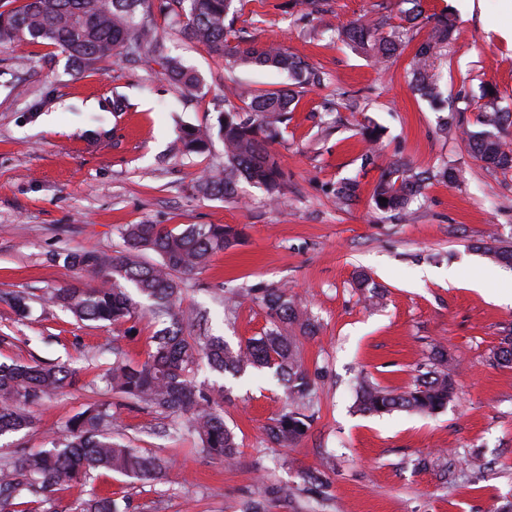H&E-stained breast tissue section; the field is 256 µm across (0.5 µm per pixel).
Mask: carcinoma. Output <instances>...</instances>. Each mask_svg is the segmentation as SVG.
<instances>
[{
    "label": "carcinoma",
    "mask_w": 512,
    "mask_h": 512,
    "mask_svg": "<svg viewBox=\"0 0 512 512\" xmlns=\"http://www.w3.org/2000/svg\"><path fill=\"white\" fill-rule=\"evenodd\" d=\"M236 0H159L158 10L169 20L175 35L195 42L208 53L224 59V69L257 65L288 75L292 86L270 91L238 93L224 97L226 108L217 119V136L224 143V168L196 179V194L210 199H241V183L264 189L268 199L279 200L286 174L271 146L278 142L288 112L299 90L321 83L323 77L285 47L255 46L235 40L231 13ZM146 0H25L16 9L0 12V46L32 43L50 45L67 54L79 66L95 68L122 52L137 58L161 61L170 81L190 94L205 88L200 75L166 52V39L147 26L139 14ZM402 31L424 22L433 23L431 34L416 48L409 84L421 98L447 104L444 125L457 123L458 116L472 110V100L460 98L463 106L448 103L435 72L438 59L448 55L456 22L450 15H424L422 0H399ZM383 15L363 23L350 22L336 28V39L360 53L385 62L402 54L401 31H385ZM235 97L241 105L229 102ZM476 115L480 131L463 128L473 154L486 167L512 171V149L504 132L512 126V111L494 104L495 95ZM180 152L203 154L212 144L211 129L184 127L178 135ZM432 178L428 170L396 160L381 170L372 201L377 210L411 213ZM358 182L346 179L336 184V204L348 206L357 198ZM387 199V204L379 198ZM125 246L111 254L87 248L65 256L64 264L77 273H88L98 285L80 288L67 285L50 295L53 305L72 313L80 321L120 326L142 314L165 323L150 336L146 359L129 360L114 350L112 366L105 374L110 391L141 403L158 413L183 417L188 431L209 454L224 461L237 459L240 444L224 422V386L201 383L195 378L199 361L207 362L219 376L238 378L248 369H264L282 383L288 408L264 426L266 441L275 447L298 444L309 428L313 382L303 367L300 339L313 336L316 324L281 288H266L253 300L267 310L270 327L235 348L218 336H192L186 326L192 319L180 310L183 277L204 268L212 258L237 242L238 231L224 224H188L176 230L162 224H127L121 229ZM480 250L494 263L512 267V245L485 244ZM356 287L365 299L379 298L378 285L361 272ZM20 317L30 313L25 295L12 293L0 298ZM498 364L512 366V332L503 336L495 353ZM448 353L433 352L429 369L416 383L401 392L362 380L356 391L359 410L375 415L405 411L433 414L456 398L448 372ZM77 371L65 364H0V435L35 425L31 407L76 382ZM111 404L95 402L75 414L63 431L50 436V447L36 452L18 451L0 465V512H16L17 500L27 496L47 498L60 487L105 469L128 478L162 480L169 466L158 456L125 445L112 436ZM74 512H120L119 501L93 495L79 501Z\"/></svg>",
    "instance_id": "obj_1"
}]
</instances>
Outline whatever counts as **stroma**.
Wrapping results in <instances>:
<instances>
[{"label": "stroma", "mask_w": 512, "mask_h": 512, "mask_svg": "<svg viewBox=\"0 0 512 512\" xmlns=\"http://www.w3.org/2000/svg\"><path fill=\"white\" fill-rule=\"evenodd\" d=\"M398 0H319L309 14L299 0H244L233 28L258 46L280 45L319 72L288 114L272 147L287 174L284 203L244 185L241 202L195 194L197 176L222 167L224 146L182 155L177 130L205 128L224 110L225 76L253 89L288 85L285 74L259 67L225 73L223 59L183 39L171 53L197 71L205 96L189 95L161 66L124 56L94 69L74 66L46 45L0 48V293L30 299L29 317L0 302V362H52L79 372L76 386L43 399L35 425L0 438V460L23 448L47 447V429L63 428L88 404L111 403L126 443L160 455L173 481H140L99 471L54 494L56 512H72L91 492H119L127 512H512V367L494 353L512 330V304L501 301L512 269L491 262L480 243H512V171L483 166L459 132H441V112L408 83L412 50L374 62L337 42L336 25L375 14L399 25ZM427 13L452 10L456 38L437 64L449 98L493 88L512 108V41L486 27L512 23V0H424ZM385 130L366 155L363 125ZM422 170L448 164L458 180H430L411 218L374 209L371 195L393 159ZM359 182L349 208L332 190ZM229 224L238 243L184 285L182 308L201 315L206 331L237 345L269 327L250 290L284 288L318 322L301 356L316 392L309 429L293 447L271 448L262 427L286 406L270 371L225 378L224 419L241 444L227 463L187 433L170 434V418L108 391L104 373L113 347L144 360L159 327L82 322L47 303L57 287L93 286L67 270L66 253L123 248L126 224ZM380 285L366 303L357 271ZM484 283L470 289V280ZM236 294L232 312L224 298ZM447 350L458 398L432 415L357 411L355 385L366 378L395 391L414 384L436 347ZM321 472L323 486L309 476ZM289 495H281V488Z\"/></svg>", "instance_id": "stroma-1"}]
</instances>
